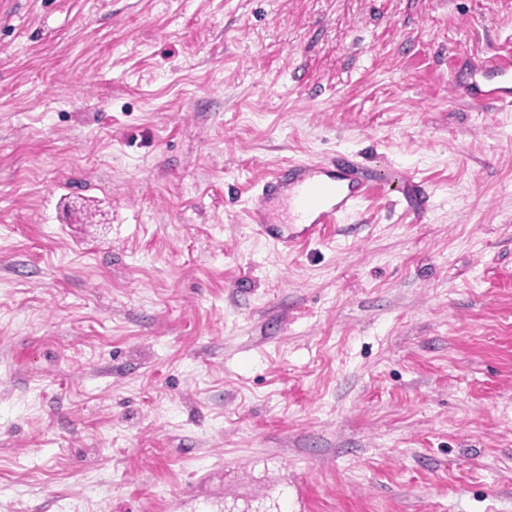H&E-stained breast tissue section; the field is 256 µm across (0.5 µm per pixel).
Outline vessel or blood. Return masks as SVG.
Masks as SVG:
<instances>
[{
	"label": "vessel or blood",
	"instance_id": "obj_1",
	"mask_svg": "<svg viewBox=\"0 0 512 512\" xmlns=\"http://www.w3.org/2000/svg\"><path fill=\"white\" fill-rule=\"evenodd\" d=\"M474 68L494 80V87L455 84L457 100L479 108L489 104L512 107V51L494 53ZM380 179L348 156L323 161L286 164L268 173L252 199L251 219L268 237L275 254L284 255L302 243L320 237L332 224L356 211L373 192L382 190ZM283 200L284 223H273L269 201Z\"/></svg>",
	"mask_w": 512,
	"mask_h": 512
}]
</instances>
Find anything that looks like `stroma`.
<instances>
[{"instance_id": "obj_1", "label": "stroma", "mask_w": 512, "mask_h": 512, "mask_svg": "<svg viewBox=\"0 0 512 512\" xmlns=\"http://www.w3.org/2000/svg\"><path fill=\"white\" fill-rule=\"evenodd\" d=\"M512 0H0V512H512ZM380 195L286 257L273 165ZM476 71L491 77L496 86L461 84L456 81L453 86L455 97L467 102L473 108L488 104L512 107V51L494 53L482 61L473 64Z\"/></svg>"}]
</instances>
